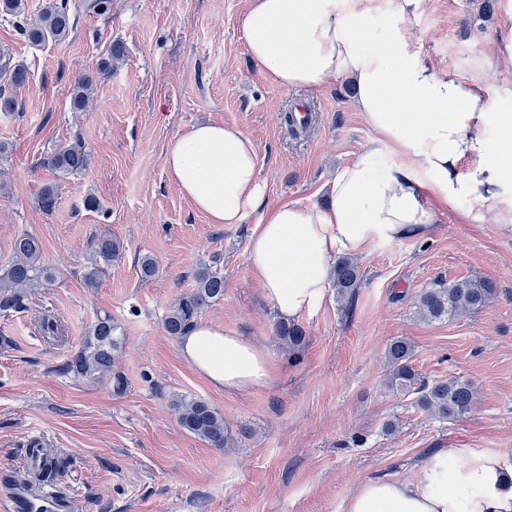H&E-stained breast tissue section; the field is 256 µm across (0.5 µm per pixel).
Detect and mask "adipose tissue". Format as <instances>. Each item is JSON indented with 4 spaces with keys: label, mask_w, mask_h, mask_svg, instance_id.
<instances>
[{
    "label": "adipose tissue",
    "mask_w": 512,
    "mask_h": 512,
    "mask_svg": "<svg viewBox=\"0 0 512 512\" xmlns=\"http://www.w3.org/2000/svg\"><path fill=\"white\" fill-rule=\"evenodd\" d=\"M414 0H246L241 29L266 79L285 89L343 79L374 137L330 182V203L283 202L255 225L247 261L282 320L319 306L338 256L431 235L441 203L496 206L512 183V113L491 111L482 87L426 60L410 28ZM495 125L497 136L485 135ZM170 179L212 224H240L260 200L257 153L240 128L192 126L165 154ZM182 359L228 394L269 385L273 351L198 322ZM344 512H512V477L487 448H438L411 480L373 476Z\"/></svg>",
    "instance_id": "1"
}]
</instances>
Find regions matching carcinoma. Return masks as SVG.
<instances>
[{"label":"carcinoma","mask_w":512,"mask_h":512,"mask_svg":"<svg viewBox=\"0 0 512 512\" xmlns=\"http://www.w3.org/2000/svg\"><path fill=\"white\" fill-rule=\"evenodd\" d=\"M0 11L9 16V23L17 34L32 44L49 39L62 40L71 30L67 0H45L38 20L34 22L28 19L26 0H0ZM0 70L9 73L10 83L14 87H21L28 81L29 69L22 63L12 65L10 60L0 56ZM95 85L96 75L93 72L82 74L75 80L72 93L74 109L85 106ZM41 164L56 173L67 175L83 170L87 158L81 149L63 146L43 158ZM37 203L44 212H53L57 204L54 187H44L38 194ZM91 248L94 262L87 273V281L94 285L102 268L119 258L122 246L112 237L102 236L92 242ZM39 252L40 245L35 238L24 234L15 240L13 258L0 270L1 314L27 311L29 290L52 281L53 275L48 269H39L35 265ZM358 276V266L352 258L339 260L333 269L337 296L351 297L357 288ZM194 280V288L183 293L164 318L165 331L174 338L189 333L203 310L224 297V276L217 270L204 266L194 274ZM494 293L495 287L489 281L463 278L446 286L437 283L423 290L418 295L415 308L421 317L428 320H453L482 309ZM117 329L118 325L111 315L98 316L82 346L66 362L63 371L79 378L102 377L111 373L114 390L122 392L125 386L123 377L112 373L113 352L119 343V337L115 336ZM276 334L295 354L306 343V332L296 322H277ZM412 356L413 348L405 339L396 338L389 343L387 383L392 389L418 394V406L444 420L460 418L471 411L476 392L469 381L451 376L446 380L423 384L412 365ZM172 406L180 426L188 433L212 448L228 447L231 437L224 424V416L207 402L178 397L173 400Z\"/></svg>","instance_id":"obj_1"}]
</instances>
